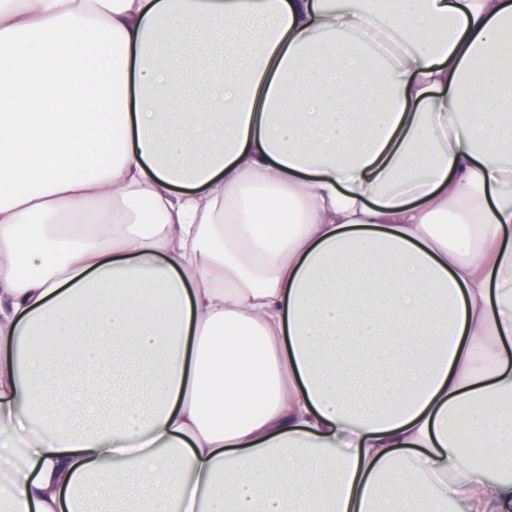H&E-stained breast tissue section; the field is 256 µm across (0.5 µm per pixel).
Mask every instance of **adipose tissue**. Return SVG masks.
<instances>
[{"instance_id":"1","label":"adipose tissue","mask_w":512,"mask_h":512,"mask_svg":"<svg viewBox=\"0 0 512 512\" xmlns=\"http://www.w3.org/2000/svg\"><path fill=\"white\" fill-rule=\"evenodd\" d=\"M510 28L0 0V512H512Z\"/></svg>"}]
</instances>
